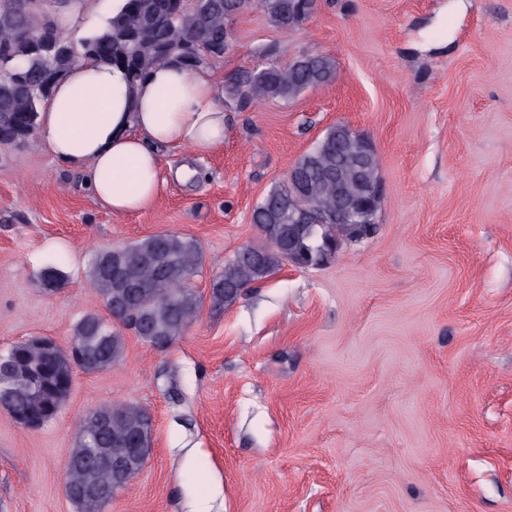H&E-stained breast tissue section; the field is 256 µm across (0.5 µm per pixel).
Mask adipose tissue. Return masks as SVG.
Instances as JSON below:
<instances>
[{
	"instance_id": "adipose-tissue-1",
	"label": "adipose tissue",
	"mask_w": 512,
	"mask_h": 512,
	"mask_svg": "<svg viewBox=\"0 0 512 512\" xmlns=\"http://www.w3.org/2000/svg\"><path fill=\"white\" fill-rule=\"evenodd\" d=\"M216 93L203 67L160 64L131 85L119 69L82 61L40 112L39 138L53 158L86 171L93 195L113 214L139 213L164 184L158 147L202 153L223 144Z\"/></svg>"
}]
</instances>
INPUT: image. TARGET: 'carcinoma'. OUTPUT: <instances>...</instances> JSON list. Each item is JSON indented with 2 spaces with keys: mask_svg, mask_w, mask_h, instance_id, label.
I'll list each match as a JSON object with an SVG mask.
<instances>
[{
  "mask_svg": "<svg viewBox=\"0 0 512 512\" xmlns=\"http://www.w3.org/2000/svg\"><path fill=\"white\" fill-rule=\"evenodd\" d=\"M313 0H127L124 9L109 17L91 36L99 52L94 60L121 69L129 84L144 79L160 63L177 62L187 69L205 66L212 58L196 51L199 41H224L233 17L253 8L263 10L282 30L295 29L307 20ZM0 45L21 52L25 44L18 34L49 27L64 36L61 19L44 13L14 12V0H0ZM28 81L0 84V144L24 141L22 133L37 125L38 113L48 98L37 82L44 63L30 62ZM336 75L333 57L300 56L280 62H263L238 70L224 81V100L250 104L256 100L289 101L306 89L331 82ZM298 165L306 170L305 197L284 179L256 206L252 223L266 238L267 246L252 247L248 254L224 264L212 278L213 307L235 303L243 290L264 281L282 262L292 257L299 267L325 264L335 258L329 246H338L365 230L363 224H300L294 213L300 203L315 210L333 211L365 204L366 187L378 176L375 150L338 124L330 128ZM202 265L198 244L176 233H157L141 241L97 252L89 277L105 307L119 304L124 318L108 324L97 313L78 323L72 351L53 340L32 337L14 343L0 360L15 357L14 373L0 371V407L22 418H53L72 389L74 364L87 371H103L124 355L125 334L130 330L153 348L173 344L196 317L201 305L193 279ZM66 274L54 265L40 272V283L58 289ZM147 410L136 403L103 406L79 423L78 437L69 452L66 485L77 512H104L112 502L115 486H125L137 476L152 453V426Z\"/></svg>",
  "mask_w": 512,
  "mask_h": 512,
  "instance_id": "carcinoma-1",
  "label": "carcinoma"
}]
</instances>
